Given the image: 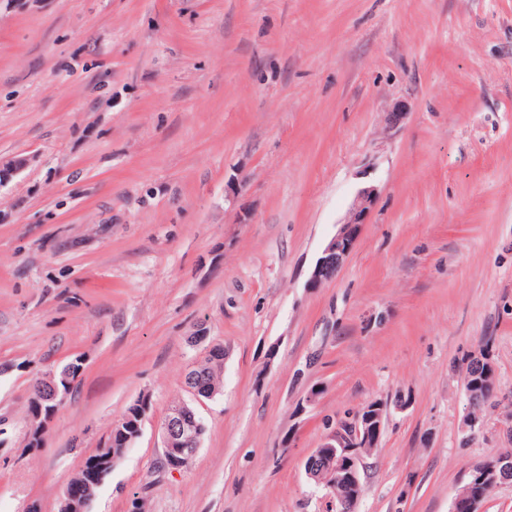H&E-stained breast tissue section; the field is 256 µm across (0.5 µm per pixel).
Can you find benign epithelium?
I'll use <instances>...</instances> for the list:
<instances>
[{
    "mask_svg": "<svg viewBox=\"0 0 512 512\" xmlns=\"http://www.w3.org/2000/svg\"><path fill=\"white\" fill-rule=\"evenodd\" d=\"M377 197L376 188H361L349 210L340 230L333 236L315 265L311 283L320 284L331 277L352 252L363 224L371 214ZM197 362H192L183 372V386L192 396L196 405H204L214 398L218 389L200 395L197 384ZM47 391L33 398L37 407L32 419L33 428L43 429L47 416L51 415L60 402L61 393L47 377ZM196 405L181 402L170 407L166 419L160 425L161 460L170 473H180L188 468L196 457L204 440L205 426L198 420ZM382 423V410L369 405L364 414L342 419L325 437L319 448L307 458L305 470L308 477L317 484H325L340 512H352L349 504V489H361L360 464L364 454L377 447ZM123 457L122 451L113 450L94 458L90 477L83 483L69 486L60 500L59 512H88V507L101 486L103 479L112 472ZM512 481V459L488 458L474 465L469 471L467 482L458 490L450 512H481L483 500L481 486L486 482L497 485Z\"/></svg>",
    "mask_w": 512,
    "mask_h": 512,
    "instance_id": "7a95c632",
    "label": "benign epithelium"
}]
</instances>
